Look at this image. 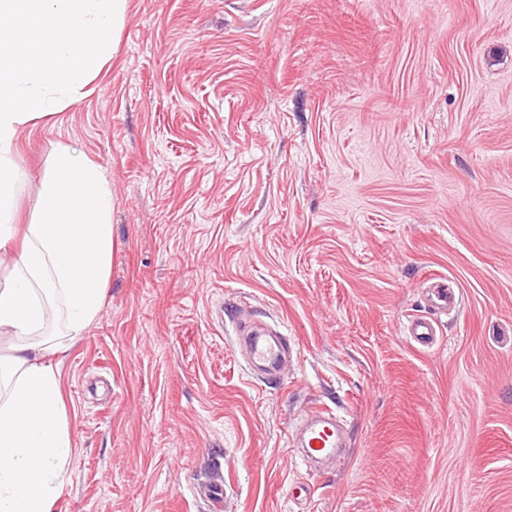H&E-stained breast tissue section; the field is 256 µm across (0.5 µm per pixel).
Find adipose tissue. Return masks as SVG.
<instances>
[{
	"label": "adipose tissue",
	"instance_id": "obj_1",
	"mask_svg": "<svg viewBox=\"0 0 512 512\" xmlns=\"http://www.w3.org/2000/svg\"><path fill=\"white\" fill-rule=\"evenodd\" d=\"M127 0H0V512H53L71 437L48 356L98 318L112 269V182L55 144L39 177L40 213L14 221L22 129L86 94L110 62Z\"/></svg>",
	"mask_w": 512,
	"mask_h": 512
}]
</instances>
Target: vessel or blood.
I'll return each mask as SVG.
<instances>
[{"mask_svg":"<svg viewBox=\"0 0 512 512\" xmlns=\"http://www.w3.org/2000/svg\"><path fill=\"white\" fill-rule=\"evenodd\" d=\"M432 316H417L408 320L404 333L422 347L432 346L438 336L436 318L456 309L458 297L446 280H436L426 294ZM249 367L262 369L265 377H277L289 343L285 337L246 332L242 335ZM295 446L303 461L341 460L348 453L345 423L335 412L323 409L301 420L294 428Z\"/></svg>","mask_w":512,"mask_h":512,"instance_id":"vessel-or-blood-1","label":"vessel or blood"}]
</instances>
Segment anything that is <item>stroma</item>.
Instances as JSON below:
<instances>
[{"instance_id": "35a3bbf8", "label": "stroma", "mask_w": 512, "mask_h": 512, "mask_svg": "<svg viewBox=\"0 0 512 512\" xmlns=\"http://www.w3.org/2000/svg\"><path fill=\"white\" fill-rule=\"evenodd\" d=\"M112 180L104 307L54 361L55 512H512V0H128L87 95L19 134ZM459 296L429 350L427 277ZM281 332L279 379L238 353ZM348 425L327 473L287 442ZM404 333L411 343L421 347H430L436 342L438 323L427 316L412 317L405 325ZM293 435L299 456L305 462H336L349 454L345 423L331 409H322L301 420L295 425Z\"/></svg>"}]
</instances>
